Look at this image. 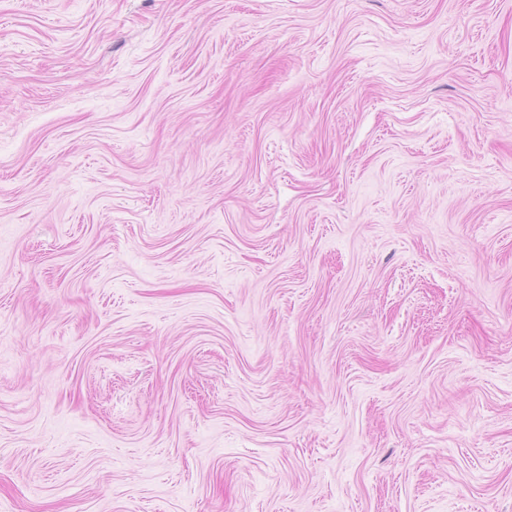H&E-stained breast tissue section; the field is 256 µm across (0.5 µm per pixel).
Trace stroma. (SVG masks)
Here are the masks:
<instances>
[{
  "instance_id": "35a3bbf8",
  "label": "stroma",
  "mask_w": 512,
  "mask_h": 512,
  "mask_svg": "<svg viewBox=\"0 0 512 512\" xmlns=\"http://www.w3.org/2000/svg\"><path fill=\"white\" fill-rule=\"evenodd\" d=\"M0 512H512V0H0Z\"/></svg>"
}]
</instances>
